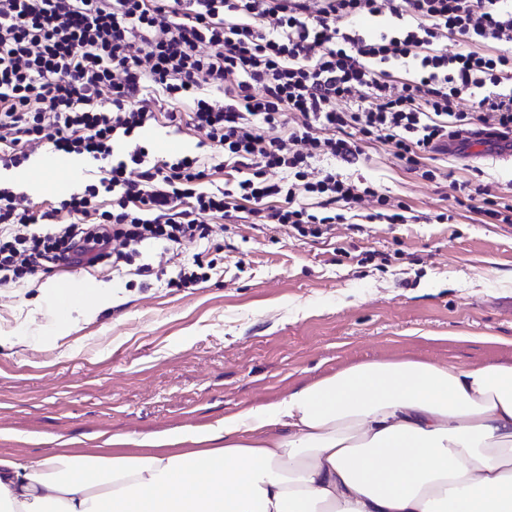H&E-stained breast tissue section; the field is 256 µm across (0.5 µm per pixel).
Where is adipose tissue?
<instances>
[{"mask_svg":"<svg viewBox=\"0 0 512 512\" xmlns=\"http://www.w3.org/2000/svg\"><path fill=\"white\" fill-rule=\"evenodd\" d=\"M129 442L0 455V512H512V366L360 362Z\"/></svg>","mask_w":512,"mask_h":512,"instance_id":"ef3b65f1","label":"adipose tissue"}]
</instances>
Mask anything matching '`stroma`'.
Masks as SVG:
<instances>
[{"label": "stroma", "mask_w": 512, "mask_h": 512, "mask_svg": "<svg viewBox=\"0 0 512 512\" xmlns=\"http://www.w3.org/2000/svg\"><path fill=\"white\" fill-rule=\"evenodd\" d=\"M142 137L208 160L187 127ZM41 148L0 181L35 207L82 190L95 165L34 179ZM428 182L371 142L353 178L410 208L405 224L334 225L325 239L214 223L204 260L216 268L191 288L122 275L105 263L50 271L0 288V454L108 448L116 435L203 428L250 404L279 400L345 366L386 358L512 365V224H484L456 204L451 181L512 193V160L496 149L432 153ZM108 282L112 304L59 325L55 296Z\"/></svg>", "instance_id": "35a3bbf8"}]
</instances>
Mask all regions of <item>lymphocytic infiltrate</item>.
Wrapping results in <instances>:
<instances>
[{
    "mask_svg": "<svg viewBox=\"0 0 512 512\" xmlns=\"http://www.w3.org/2000/svg\"><path fill=\"white\" fill-rule=\"evenodd\" d=\"M386 12L400 26L359 34L357 19ZM450 39L463 51H444ZM491 42L512 44V0H0V168L45 144L102 172L44 210L0 188V286L198 244L215 218L317 239L346 208L408 223V206L344 169L376 139L433 181L424 160L448 138L512 134V55ZM406 64L415 79H395ZM161 124L197 133L209 161L154 158L138 134ZM457 189L485 223L512 224L491 185Z\"/></svg>",
    "mask_w": 512,
    "mask_h": 512,
    "instance_id": "f902f5d3",
    "label": "lymphocytic infiltrate"
}]
</instances>
